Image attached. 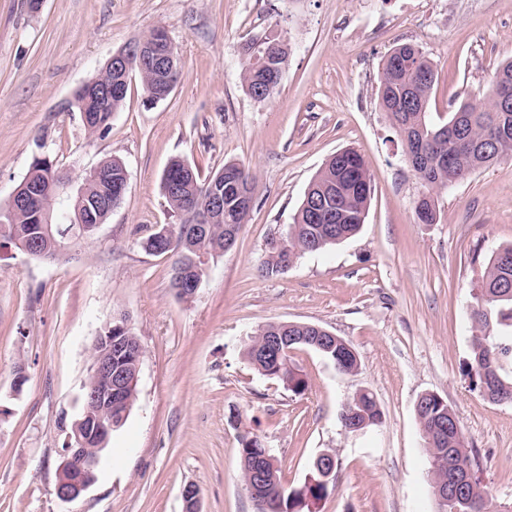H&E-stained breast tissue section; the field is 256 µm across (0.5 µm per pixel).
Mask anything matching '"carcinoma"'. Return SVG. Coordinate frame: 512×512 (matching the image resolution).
<instances>
[{
	"label": "carcinoma",
	"instance_id": "cac0c4a2",
	"mask_svg": "<svg viewBox=\"0 0 512 512\" xmlns=\"http://www.w3.org/2000/svg\"><path fill=\"white\" fill-rule=\"evenodd\" d=\"M261 58L278 59L288 57L289 48L282 38L272 35L265 37L255 50ZM253 53V54H255ZM253 54L245 55L242 81L246 93L256 101L268 99L279 81L272 85L257 83L253 76ZM436 74L426 55L411 44L395 48L383 61L378 85V98L383 110H388L391 95L407 91L412 101L407 112L390 115L392 124L407 151L417 159L414 169L425 192L415 203L418 220H423V209L434 202L433 195L459 183L476 171L501 161L512 160V136L499 137V129L505 125L512 128V110L501 112L497 96L507 91L512 95V60L497 68L490 77V84L482 100L463 102L456 111L448 113V121L434 123L427 109ZM455 126L457 140H468L488 146V152L457 148L454 142L445 138L448 126ZM223 170L235 181L254 185L255 178L249 168L240 163L224 164ZM50 177L47 163L33 160L25 177L32 184H44ZM215 175L201 178L195 169L184 171L183 160H172L161 178L163 196L168 209L177 222L167 225L168 241L157 244L153 236L143 242V248L152 251L164 247L162 255L172 258L173 267L187 264L189 257L198 253L215 257L224 251V238L228 229L240 231L246 223L248 213L239 210L231 199H224V216L211 225L208 235L186 244L182 239V227L189 217L207 205V187ZM330 194L333 210H341L348 217L331 219L313 224L309 221L308 209L301 206L288 225V234L283 237V246H268V255L262 274L268 277L286 272L300 257L307 253L320 252L331 245L351 238L364 224L372 194V182L363 156L345 149L339 157H330L310 182L306 196L316 197L322 192ZM82 194L86 199H99L107 195V185L91 175L82 179ZM75 214L74 204L58 200L44 201L34 210L11 212L10 206L0 205V238L20 247L23 234L31 227L42 229V247L50 250L53 240L69 226L68 222L57 221L61 208ZM470 319L475 335L471 348L467 373L472 388L483 390L485 377L495 378L494 401L512 402V244L492 252L480 277V288L472 293L469 305ZM312 335L305 323H297L284 334L276 332L269 323L259 329L245 349L247 360L262 375L278 379L296 394L308 390V381L293 365L288 349H314L301 342V338ZM269 338L281 340L282 355L264 354V342ZM318 353L330 360L338 370L351 374L358 368L357 354L343 344L326 345ZM141 360L119 350L112 352V370L125 375L124 401L112 403V431L126 423L137 399V385ZM368 418L369 425L378 426L383 422V412L371 393L363 391L350 401L341 415V422L348 431H353L352 418ZM419 425L422 429L430 473L437 478H448V471L462 473L478 471V463L472 449L468 448L451 406L436 393L423 396L422 414ZM238 450L244 482L255 480L248 488L257 512H303L311 501H317L328 493L317 470H312L308 482L302 487L289 490L279 479L275 464L265 458L264 448L254 437L244 436ZM436 512H512V504H495L489 497L480 478H475L467 491L457 500Z\"/></svg>",
	"mask_w": 512,
	"mask_h": 512
}]
</instances>
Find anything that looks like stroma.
Wrapping results in <instances>:
<instances>
[{
	"instance_id": "stroma-1",
	"label": "stroma",
	"mask_w": 512,
	"mask_h": 512,
	"mask_svg": "<svg viewBox=\"0 0 512 512\" xmlns=\"http://www.w3.org/2000/svg\"><path fill=\"white\" fill-rule=\"evenodd\" d=\"M157 27L178 52L175 89L152 104L132 76L111 131L88 133L68 100ZM267 35L288 43V62L274 96L257 101L243 86L242 48ZM402 44L432 62L430 112L447 116L512 59V0H0V204L39 154L77 182L112 158L128 174L121 203L71 256L0 247V512H183L189 484L200 512H256L239 465L244 435L270 449L288 489L308 481L317 455H335L336 479L310 512H434L415 414L425 392L454 409L489 496L512 501V403L487 400L466 373L476 334L467 303L492 251L512 244V162L449 186L436 223H418L422 186L378 99L381 64ZM345 148L372 178L360 232L263 276L268 241ZM175 158L204 177L228 162L255 176L236 243L188 300L171 287V259L141 245L174 221L161 177ZM121 314L143 348L137 401L97 482L64 504L52 493L59 419L78 414L93 338ZM272 322L340 336L357 371L299 348L304 394L261 375L244 351ZM362 390L383 422L345 431L341 413Z\"/></svg>"
}]
</instances>
